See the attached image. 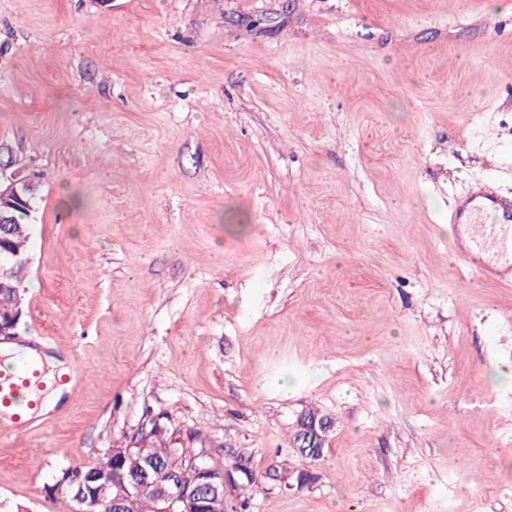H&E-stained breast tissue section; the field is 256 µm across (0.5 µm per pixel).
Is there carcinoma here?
Wrapping results in <instances>:
<instances>
[{"label": "carcinoma", "instance_id": "1", "mask_svg": "<svg viewBox=\"0 0 512 512\" xmlns=\"http://www.w3.org/2000/svg\"><path fill=\"white\" fill-rule=\"evenodd\" d=\"M38 209V190L24 194V202L12 210V222L31 223V214ZM292 443L297 452L312 462L320 456L311 448L324 447V440L315 434L304 437L295 429ZM136 457L151 461L152 477L143 482L137 479L133 458L107 456L105 460L84 469H62L56 478L66 480L67 491L58 499L68 505V512H157V497L164 488L187 496L190 512H225L224 486L219 476L224 466L214 460L210 443L199 441L189 450L175 445L164 434L149 438L146 446L137 450ZM119 504H113L118 496Z\"/></svg>", "mask_w": 512, "mask_h": 512}]
</instances>
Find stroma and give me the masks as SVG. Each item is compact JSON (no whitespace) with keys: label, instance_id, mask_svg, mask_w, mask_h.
I'll return each mask as SVG.
<instances>
[{"label":"stroma","instance_id":"stroma-1","mask_svg":"<svg viewBox=\"0 0 512 512\" xmlns=\"http://www.w3.org/2000/svg\"><path fill=\"white\" fill-rule=\"evenodd\" d=\"M500 2L0 0V172L40 197L16 345L87 372L0 439V503L62 512L59 470L158 426L247 466L249 512H512V289L448 222L512 197ZM305 414L310 418L317 417V413L314 411L309 410ZM304 426V431L309 434L311 433L308 439L307 435H304L303 430L300 427L299 429L296 427L292 434V443L298 446L296 450L303 458L309 459L310 462H314L319 460L321 456L318 455L319 452H317V455L311 453V448H313L312 446L315 448L323 449L325 442L322 438L316 436L315 434H317V430L327 433L332 427V421L326 417H322L320 419L315 418L307 422L304 421ZM300 436H303V439L299 440Z\"/></svg>","mask_w":512,"mask_h":512}]
</instances>
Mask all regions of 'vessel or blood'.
Returning a JSON list of instances; mask_svg holds the SVG:
<instances>
[{
    "mask_svg": "<svg viewBox=\"0 0 512 512\" xmlns=\"http://www.w3.org/2000/svg\"><path fill=\"white\" fill-rule=\"evenodd\" d=\"M461 236L452 248L468 266L486 279L512 288V197H504L486 183L474 182L448 214ZM44 371L34 361L0 370V406H10L25 390L44 389Z\"/></svg>",
    "mask_w": 512,
    "mask_h": 512,
    "instance_id": "1",
    "label": "vessel or blood"
}]
</instances>
